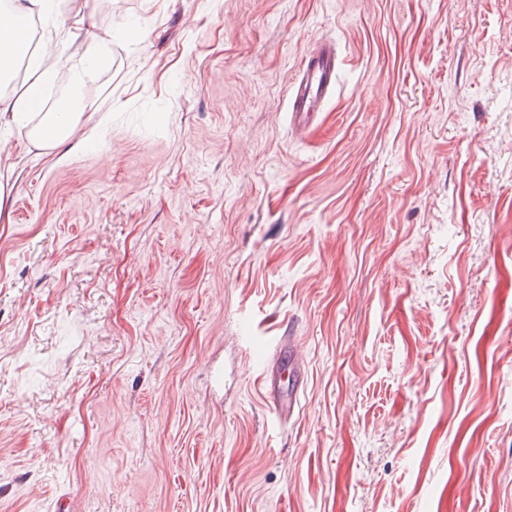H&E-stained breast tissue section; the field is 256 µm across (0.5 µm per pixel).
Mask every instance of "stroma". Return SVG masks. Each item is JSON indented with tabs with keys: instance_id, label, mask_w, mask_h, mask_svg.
I'll list each match as a JSON object with an SVG mask.
<instances>
[{
	"instance_id": "stroma-1",
	"label": "stroma",
	"mask_w": 512,
	"mask_h": 512,
	"mask_svg": "<svg viewBox=\"0 0 512 512\" xmlns=\"http://www.w3.org/2000/svg\"><path fill=\"white\" fill-rule=\"evenodd\" d=\"M75 3L70 149L0 124V512H512V0ZM336 47L320 41L300 60L298 76L288 91L290 124L296 131L312 126L336 87ZM298 361L294 349L288 348V356L281 364V371L272 368L267 386V399L272 411L280 420L292 418L297 407V395L291 388V383L286 382L283 375H292V367Z\"/></svg>"
}]
</instances>
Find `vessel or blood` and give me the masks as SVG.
<instances>
[{
    "mask_svg": "<svg viewBox=\"0 0 512 512\" xmlns=\"http://www.w3.org/2000/svg\"><path fill=\"white\" fill-rule=\"evenodd\" d=\"M339 68L336 47L321 41L300 60L298 76L288 91V110L293 129L302 131L318 119L328 97L336 87ZM297 361L289 352L280 369L272 370L268 379L267 399L278 419L291 418L297 407V395L285 376Z\"/></svg>",
    "mask_w": 512,
    "mask_h": 512,
    "instance_id": "1",
    "label": "vessel or blood"
}]
</instances>
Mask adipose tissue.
I'll list each match as a JSON object with an SVG mask.
<instances>
[{"label": "adipose tissue", "instance_id": "1", "mask_svg": "<svg viewBox=\"0 0 512 512\" xmlns=\"http://www.w3.org/2000/svg\"><path fill=\"white\" fill-rule=\"evenodd\" d=\"M55 15V0H0V81L9 82L17 65L25 60L39 74L20 92L0 96V120L28 127L31 142L46 155L56 154L69 142L80 115L68 109L42 111V75L71 62L85 69H99L108 62L95 43L78 42V31L93 25L90 17L78 11L73 12L70 26L63 28L58 47L34 54L28 21L34 17L49 20Z\"/></svg>", "mask_w": 512, "mask_h": 512}]
</instances>
